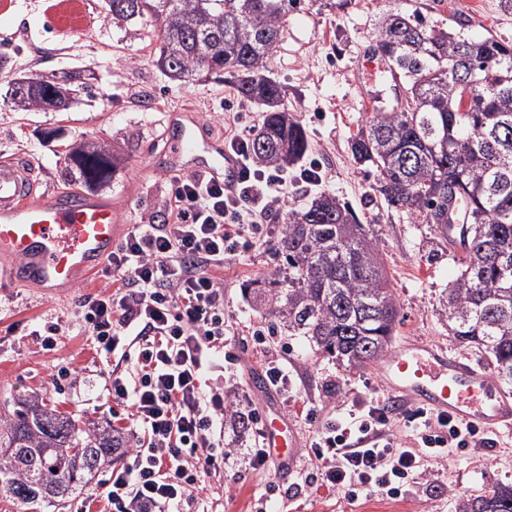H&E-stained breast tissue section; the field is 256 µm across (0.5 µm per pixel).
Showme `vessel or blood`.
Returning <instances> with one entry per match:
<instances>
[{
	"label": "vessel or blood",
	"instance_id": "vessel-or-blood-1",
	"mask_svg": "<svg viewBox=\"0 0 512 512\" xmlns=\"http://www.w3.org/2000/svg\"><path fill=\"white\" fill-rule=\"evenodd\" d=\"M178 126L168 152L175 171L198 173L228 185L241 163L197 114H170ZM122 235L108 199L95 194L36 195L29 166L0 163V258L8 275L46 294H60L81 276L99 270ZM386 391L462 423L495 431L512 427V395L492 375L421 341L395 348L381 367ZM263 446L276 467L294 469L301 439L274 410L263 418Z\"/></svg>",
	"mask_w": 512,
	"mask_h": 512
}]
</instances>
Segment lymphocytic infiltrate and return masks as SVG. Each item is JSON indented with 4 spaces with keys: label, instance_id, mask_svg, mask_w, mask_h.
<instances>
[{
    "label": "lymphocytic infiltrate",
    "instance_id": "f902f5d3",
    "mask_svg": "<svg viewBox=\"0 0 512 512\" xmlns=\"http://www.w3.org/2000/svg\"><path fill=\"white\" fill-rule=\"evenodd\" d=\"M227 148L242 160L237 188L195 173L178 177L166 221L134 225L109 259L114 279L82 317L97 353L118 359L107 372L108 394L129 409L132 462L106 487L112 512H176L229 454L224 386L204 379L224 349V283L213 271L267 235L265 219L287 197L288 182L252 161L249 139L232 137ZM407 423L411 448L379 408L328 420L309 450L322 484L352 499L396 498L426 462L478 441V429L424 407Z\"/></svg>",
    "mask_w": 512,
    "mask_h": 512
}]
</instances>
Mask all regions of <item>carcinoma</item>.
Wrapping results in <instances>:
<instances>
[{"label": "carcinoma", "instance_id": "1", "mask_svg": "<svg viewBox=\"0 0 512 512\" xmlns=\"http://www.w3.org/2000/svg\"><path fill=\"white\" fill-rule=\"evenodd\" d=\"M104 2L114 23L159 29L156 65L170 79L227 81L266 107L250 143L257 163L284 169L306 154L305 130L279 110L281 84L267 75L297 0ZM377 51L410 97L375 110L353 136L352 154L376 170L388 205L432 225L441 244L448 243L453 190L467 230L462 251L448 247L458 267L444 303L450 335L483 352L500 382L512 385V46L492 35L428 31L416 17L391 11ZM93 75L82 72L66 98L49 76L18 77L10 88L13 111L67 110ZM463 75L477 91L466 110ZM63 160L90 187L111 181L103 143L75 142ZM276 237L288 287L253 281L261 310L339 364L362 369L384 359L401 318L377 239L330 195L289 208ZM249 423L240 412L224 418L227 447L242 444ZM123 445L110 424L81 426L42 398H17L0 409V495L30 512L64 507L122 456ZM458 512H512V486L470 498Z\"/></svg>", "mask_w": 512, "mask_h": 512}]
</instances>
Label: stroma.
I'll return each mask as SVG.
<instances>
[{
  "mask_svg": "<svg viewBox=\"0 0 512 512\" xmlns=\"http://www.w3.org/2000/svg\"><path fill=\"white\" fill-rule=\"evenodd\" d=\"M59 3L7 0L0 7V54L11 58L16 72L29 76L91 69V92L66 112H15L8 80L0 75V161L29 162L38 192L67 195L80 189L63 163L68 146L82 137L106 143L114 173L100 194L111 199L117 223L129 228L148 219L163 223L175 177L166 152L172 135L169 113L195 112L216 136L228 138L253 136L262 110L240 99L226 82L170 81L154 64L157 31L116 27L103 0H80L83 19L77 26L63 22ZM393 8L418 17L429 30L461 28L474 37L491 35L512 44V11L501 10L500 0H304L288 16L269 71L285 85L284 107L302 124L310 143L300 166L288 173L315 165L323 182L292 187L288 201L301 206L325 192L352 206L378 240L400 304L396 341L423 340L485 371V356L456 345L448 331L442 301L457 276L455 264L445 257L432 259L430 225L390 207L375 190L374 168L357 163L350 150L352 136L377 101H394L388 65L373 51L380 20ZM274 248V238L265 237L215 272L224 281L225 351L235 358L224 372V393L254 417H263L268 399L253 383L269 360L287 355L293 390L279 407L307 444L328 415L384 400L386 390L378 365L339 367L314 353L304 337L271 327L252 306L243 286L277 277ZM104 282L96 272L56 296L0 282V402L35 393L81 421L125 428L127 409L113 403L103 365L80 327L83 303ZM53 324L65 334L55 349L46 350L40 335ZM258 329L271 331L270 345L256 343L252 333ZM73 366L79 367L78 376L68 375ZM247 455V448L234 450L181 512H258L257 500L264 493L271 496L269 512H455L458 500L512 485V429L491 433L486 447L476 452L428 461L419 483L396 499L371 495L352 500L334 489L307 486L312 468L305 454L283 475L271 465L251 469Z\"/></svg>",
  "mask_w": 512,
  "mask_h": 512,
  "instance_id": "35a3bbf8",
  "label": "stroma"
}]
</instances>
